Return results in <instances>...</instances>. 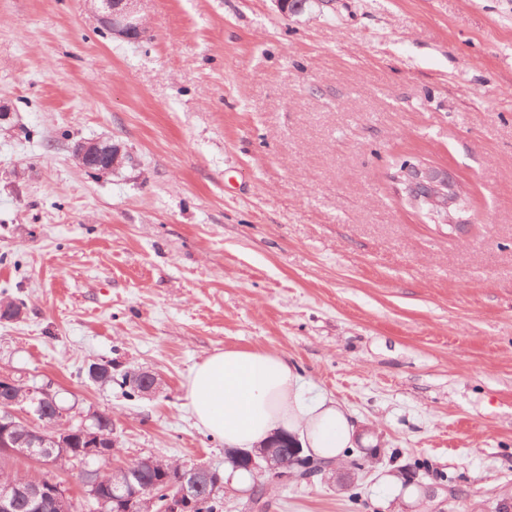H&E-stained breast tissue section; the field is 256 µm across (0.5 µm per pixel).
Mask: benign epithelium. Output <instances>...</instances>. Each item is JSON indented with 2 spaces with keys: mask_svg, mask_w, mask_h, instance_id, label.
<instances>
[{
  "mask_svg": "<svg viewBox=\"0 0 512 512\" xmlns=\"http://www.w3.org/2000/svg\"><path fill=\"white\" fill-rule=\"evenodd\" d=\"M144 0H104L105 13L99 16L100 24L113 36L128 41H137L146 32V16L138 5ZM75 152L87 170L105 176L122 165L121 151L116 147H103L96 141L77 144ZM415 170L429 182L432 188L430 203L444 213L443 222L452 230L462 233L468 221L457 220L452 211L463 199L461 186L450 180L448 173L440 168L419 165ZM57 391L50 384L29 386L10 376L0 377V451L11 457H23L51 469L55 466L54 449L64 446V440L74 434L80 435L84 443L88 465L105 463L109 456L102 449V436L95 422L101 416L97 411L86 415L73 413V408H60L53 415L47 414L45 406L55 403ZM278 441L270 445L246 450L248 468L260 472L282 467V477H291V468H308V458L301 455V449H291L292 456L279 462L273 455ZM210 467L204 463L181 466L174 480L163 478L159 484L174 491L165 498L160 512H189L195 500V492L203 488V482ZM69 487L48 479L43 484L29 487L15 482L0 481V512H13L19 496L24 495L34 502L49 497L65 500Z\"/></svg>",
  "mask_w": 512,
  "mask_h": 512,
  "instance_id": "benign-epithelium-1",
  "label": "benign epithelium"
}]
</instances>
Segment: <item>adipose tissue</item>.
<instances>
[{"instance_id": "1", "label": "adipose tissue", "mask_w": 512, "mask_h": 512, "mask_svg": "<svg viewBox=\"0 0 512 512\" xmlns=\"http://www.w3.org/2000/svg\"><path fill=\"white\" fill-rule=\"evenodd\" d=\"M309 392L287 357L259 349L211 354L195 365L186 383L198 426L227 447L262 445L285 430L305 452L340 459L356 438L350 415L335 399Z\"/></svg>"}]
</instances>
